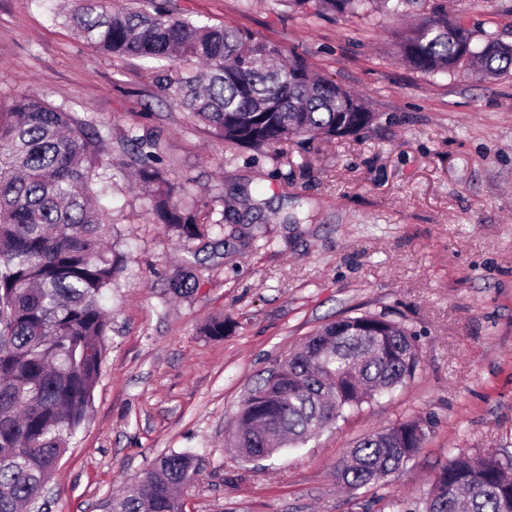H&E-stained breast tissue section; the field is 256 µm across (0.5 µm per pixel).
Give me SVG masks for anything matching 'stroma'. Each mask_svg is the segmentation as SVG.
<instances>
[{"instance_id": "1", "label": "stroma", "mask_w": 512, "mask_h": 512, "mask_svg": "<svg viewBox=\"0 0 512 512\" xmlns=\"http://www.w3.org/2000/svg\"><path fill=\"white\" fill-rule=\"evenodd\" d=\"M171 5L303 57L375 120L330 141L228 144L158 100L156 61L98 52L53 18L51 0H0V112L35 94L109 120L116 139L133 125L160 130L193 198L223 192L236 211L222 233L180 243L142 191L104 169L123 262L103 299L111 327L90 412L43 512H103L170 452L204 460L185 512H422L452 456L512 457V69L428 76L394 52L397 33L442 7L478 38L512 43V0H412L398 19L315 17L272 0ZM236 186L267 202V241L252 240ZM184 258L200 286L175 299L165 281ZM361 313L414 335V376L303 447L238 457L235 417L268 369L313 330ZM220 316L223 336L205 335ZM405 420L425 432L416 455L378 484L343 489L336 468L349 448Z\"/></svg>"}]
</instances>
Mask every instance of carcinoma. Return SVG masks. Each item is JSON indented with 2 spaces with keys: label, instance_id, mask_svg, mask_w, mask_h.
<instances>
[{
  "label": "carcinoma",
  "instance_id": "carcinoma-1",
  "mask_svg": "<svg viewBox=\"0 0 512 512\" xmlns=\"http://www.w3.org/2000/svg\"><path fill=\"white\" fill-rule=\"evenodd\" d=\"M318 15L402 12L407 0H275ZM77 36L103 53L165 62L162 91L218 139L255 149L293 136L330 140L355 135L374 113L307 63L249 32L199 24L167 4L153 11L110 0H61ZM402 59L430 75L466 68L494 78L512 67V44L474 40L440 11L402 35ZM97 124L24 94L0 113V512L34 508L85 421L105 353L110 316L100 298L112 288L119 256L102 204L107 165L132 172L148 188L157 223L180 242L224 227L226 211L188 207L157 137L133 126L120 137L121 157L103 162ZM199 286L193 264L169 279L174 297ZM411 333L384 314L346 316L321 326L276 362L251 390L233 441L243 458H270L300 448L348 414L395 390L414 374ZM423 437L414 420L384 426L358 440L338 480L359 490L410 460ZM200 457L160 456L106 503L108 512H183ZM424 512H512V459L487 454L452 458L423 497Z\"/></svg>",
  "mask_w": 512,
  "mask_h": 512
}]
</instances>
